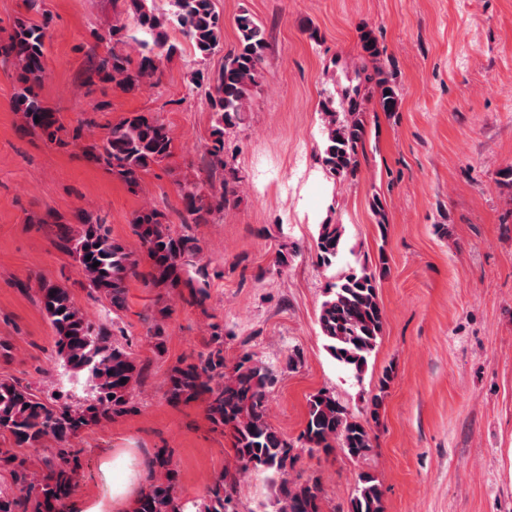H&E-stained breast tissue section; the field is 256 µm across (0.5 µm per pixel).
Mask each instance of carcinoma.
<instances>
[{
    "label": "carcinoma",
    "mask_w": 512,
    "mask_h": 512,
    "mask_svg": "<svg viewBox=\"0 0 512 512\" xmlns=\"http://www.w3.org/2000/svg\"><path fill=\"white\" fill-rule=\"evenodd\" d=\"M133 28L112 26L110 36L132 48L138 55L111 51L91 62L85 83H114L131 92L161 83L162 59L172 58L179 47L169 42L168 30H178L192 48L200 68L192 75L196 85L209 87V105L216 115L213 144L209 153L227 167L224 131L237 126L249 110L251 96L263 79V64L268 49L264 31L247 12L235 20L237 46L224 55V66L217 73L202 68L212 55L221 51L223 20L213 0H171V10L159 14L149 0H125ZM43 25L19 23L4 44L0 55L16 61L18 86L12 108L20 114L23 127L59 147L68 145L66 129L37 91L45 72ZM377 94L356 85L345 91L347 108L338 113L325 103L321 164L338 177L354 175L359 153L367 134L364 113L372 97L384 112L399 105L395 82L381 66H374ZM170 128L163 122L136 114L106 128L98 142L85 146L89 159L104 163L128 187H140L144 173L172 153ZM221 187L214 186L210 171L181 187L187 216L195 222L203 215L221 213L237 193L235 171H228ZM78 224L64 227L57 236V247L68 254L83 274L90 292L100 293L114 307L124 301L125 281L139 276V258L112 237L105 219L81 211ZM150 261L151 281L157 288L191 289L194 302L206 297L204 287L193 289V275L200 273L201 247L187 234L174 235L167 227L166 215L152 205H144L132 219ZM343 231L339 224H321L314 240L317 262L330 269L343 251ZM99 266H94V263ZM379 268L356 263L348 272L333 278L325 288L318 316L324 348L332 360L360 380L380 339L384 317L377 292V272L386 270V258L379 255ZM38 305L49 321L57 354L76 375H85L91 392L76 403H58L37 394L29 385L0 379V432L9 433L19 445L37 447L46 440L55 442L45 459L47 473L32 476L26 462L10 450L0 449V468L8 470L11 484L22 496L0 489V512H19L31 504V512H62L63 502L75 486L80 467L70 439L84 427L109 422L131 409L132 392L139 373L134 360L104 326L86 321L75 307L68 288L44 282L39 288ZM277 375L269 367L244 354L231 372H226L222 350L197 354L194 360L171 369L166 377L167 395L174 401L207 396L209 418L218 427L232 430L236 462L271 474L276 487L274 512H320L321 488L316 481L298 484L288 479L296 460L294 448L270 425L266 397ZM301 439L308 450L330 451L339 442L341 451L358 460L371 450L369 429L349 415L346 408L328 391L308 400V413ZM155 465L165 470V481L154 485L137 502L135 512H238L233 490L219 478L211 496L203 503L181 505L175 497L176 471L170 460L159 453ZM347 512H383L381 492L373 476L358 475Z\"/></svg>",
    "instance_id": "cac0c4a2"
}]
</instances>
